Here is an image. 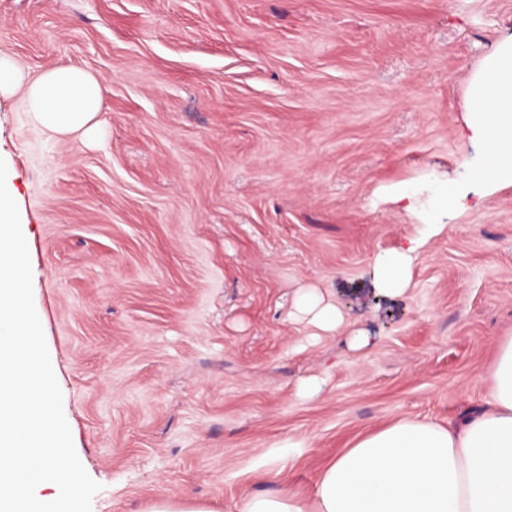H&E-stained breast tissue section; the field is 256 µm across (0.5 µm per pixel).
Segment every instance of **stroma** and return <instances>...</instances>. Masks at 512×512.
<instances>
[{
    "mask_svg": "<svg viewBox=\"0 0 512 512\" xmlns=\"http://www.w3.org/2000/svg\"><path fill=\"white\" fill-rule=\"evenodd\" d=\"M512 0H0V54L107 87L87 143L0 100L35 310L92 512L310 497L401 419L487 405L512 336V185L434 215ZM409 189L415 206L393 198ZM392 300L371 260L420 225ZM315 288L342 323L295 317ZM141 512H217L211 505L191 499H165L147 503Z\"/></svg>",
    "mask_w": 512,
    "mask_h": 512,
    "instance_id": "stroma-1",
    "label": "stroma"
}]
</instances>
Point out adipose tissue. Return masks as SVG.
Masks as SVG:
<instances>
[{
	"mask_svg": "<svg viewBox=\"0 0 512 512\" xmlns=\"http://www.w3.org/2000/svg\"><path fill=\"white\" fill-rule=\"evenodd\" d=\"M20 86L31 123L49 136H97L107 88L93 72L57 66L30 80L1 56L0 97ZM469 94L465 123L482 154L467 181L475 188L512 184V35L486 55ZM418 245L414 238L373 258L380 294H405ZM489 380L486 408L462 427L397 421L330 461L311 503L290 492H256L238 512H512V337L500 343Z\"/></svg>",
	"mask_w": 512,
	"mask_h": 512,
	"instance_id": "ef3b65f1",
	"label": "adipose tissue"
}]
</instances>
